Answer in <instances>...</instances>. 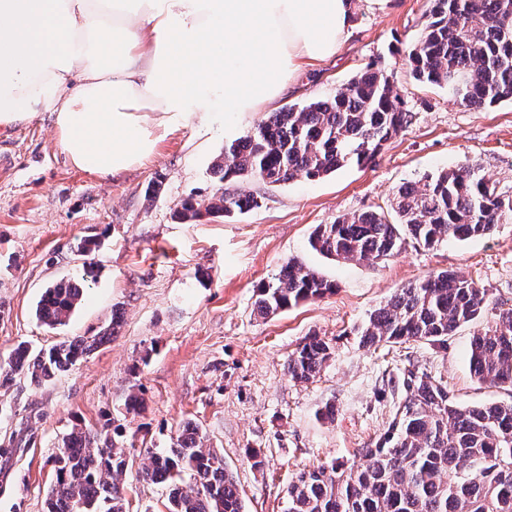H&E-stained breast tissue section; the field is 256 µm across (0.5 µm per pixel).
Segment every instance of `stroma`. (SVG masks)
<instances>
[{
    "label": "stroma",
    "instance_id": "1",
    "mask_svg": "<svg viewBox=\"0 0 512 512\" xmlns=\"http://www.w3.org/2000/svg\"><path fill=\"white\" fill-rule=\"evenodd\" d=\"M429 0H387L360 7L336 56L307 70L279 107L329 98L358 72L385 67L412 122L367 164H349L318 179L282 185L249 182L260 208L182 224L173 211L191 198L207 206L221 187L212 169L225 144L256 127L265 112L228 119L214 113L173 129L142 165L106 179L74 167L60 148L49 114L0 135V362L19 344L46 348L96 335L113 310L124 322L112 340L69 372L40 386L16 377L0 388V444L23 443L0 469V512H44L52 458L73 424L121 425L115 449L128 462L130 512H166L164 485L138 481L148 448H167L185 422L201 429L224 456L245 512H286V490L300 470L359 463V449L387 429L399 403L407 363L447 385L463 405L505 402L508 391L478 382L464 325L442 345L410 341L362 347L358 330L398 289L440 271L486 288L493 307H512V221L487 237L431 247L407 242L385 261L344 262L314 251L316 225L364 211L387 212L402 184L473 164L512 200V104L472 107L445 87L416 80L406 47L419 39ZM99 246L88 260L100 270L65 325L35 314L44 289L78 276L85 238ZM297 259L336 285L334 293L264 318L256 290ZM331 354L312 380L288 374V359L309 334ZM141 391L145 408L125 409ZM336 409L324 418L326 406ZM259 452L254 466L250 452Z\"/></svg>",
    "mask_w": 512,
    "mask_h": 512
}]
</instances>
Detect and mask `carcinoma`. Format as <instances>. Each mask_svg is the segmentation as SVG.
<instances>
[{
    "label": "carcinoma",
    "mask_w": 512,
    "mask_h": 512,
    "mask_svg": "<svg viewBox=\"0 0 512 512\" xmlns=\"http://www.w3.org/2000/svg\"><path fill=\"white\" fill-rule=\"evenodd\" d=\"M407 57L420 82L452 91L450 74H463V92L455 97L465 106L512 103V0H430L424 33ZM412 118L389 75L368 67L333 97L270 112L253 131L226 145L214 170L227 187L203 211L191 199L181 202L174 217L190 223L205 214H243L261 206L245 188L249 181L315 180L347 164L363 165ZM391 208L394 222L371 211L319 224L310 245L333 260H383L399 254L409 239L425 246L465 241L489 236L512 220V207L503 208L496 187L468 164L405 183ZM96 278L90 263L82 281L52 283L37 304L38 320L49 327L65 324ZM335 288L291 260L257 288L256 311L264 318L277 315ZM488 304L482 284L441 271L399 289L379 306L359 331L360 343L442 344L459 327L477 323ZM118 319L115 311L97 335L48 349L18 345L0 364V386L17 375L41 386L68 371L112 338ZM328 356V343L313 334L288 361V374L308 381ZM468 363L478 380L512 389V308L499 310L490 326L474 331ZM401 385L404 396L387 430L359 449L363 462L300 471L288 485V512H512V403L460 405L418 368L408 370ZM117 436L110 418L96 433L72 427L52 460L55 482L46 512H128L126 459L112 451ZM146 455L138 478L167 485L168 512H245L223 458L204 444L194 423L182 425L172 447L148 448Z\"/></svg>",
    "instance_id": "1"
}]
</instances>
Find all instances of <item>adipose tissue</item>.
I'll return each instance as SVG.
<instances>
[{
	"mask_svg": "<svg viewBox=\"0 0 512 512\" xmlns=\"http://www.w3.org/2000/svg\"><path fill=\"white\" fill-rule=\"evenodd\" d=\"M355 0H0V134L51 113L78 169L106 178L217 107L274 106L335 55Z\"/></svg>",
	"mask_w": 512,
	"mask_h": 512,
	"instance_id": "obj_1",
	"label": "adipose tissue"
}]
</instances>
